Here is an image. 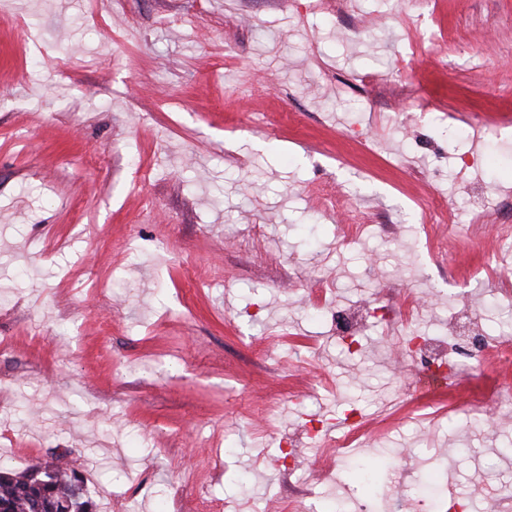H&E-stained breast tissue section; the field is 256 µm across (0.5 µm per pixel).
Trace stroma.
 Here are the masks:
<instances>
[{
    "instance_id": "obj_1",
    "label": "stroma",
    "mask_w": 512,
    "mask_h": 512,
    "mask_svg": "<svg viewBox=\"0 0 512 512\" xmlns=\"http://www.w3.org/2000/svg\"><path fill=\"white\" fill-rule=\"evenodd\" d=\"M504 234L512 0H0V462L97 512H512V405L467 406L512 363L431 394L407 344L500 335ZM336 314V330L345 337H354L360 330L364 320L362 312L352 309L336 308L331 310ZM380 469L370 461L359 459L353 466L351 476L371 490L378 488Z\"/></svg>"
}]
</instances>
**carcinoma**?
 Segmentation results:
<instances>
[{"label": "carcinoma", "mask_w": 512, "mask_h": 512, "mask_svg": "<svg viewBox=\"0 0 512 512\" xmlns=\"http://www.w3.org/2000/svg\"><path fill=\"white\" fill-rule=\"evenodd\" d=\"M379 474L364 459L351 472L372 490L378 488ZM84 488V479L59 456L21 472L0 465V512H94L96 504Z\"/></svg>", "instance_id": "cac0c4a2"}]
</instances>
